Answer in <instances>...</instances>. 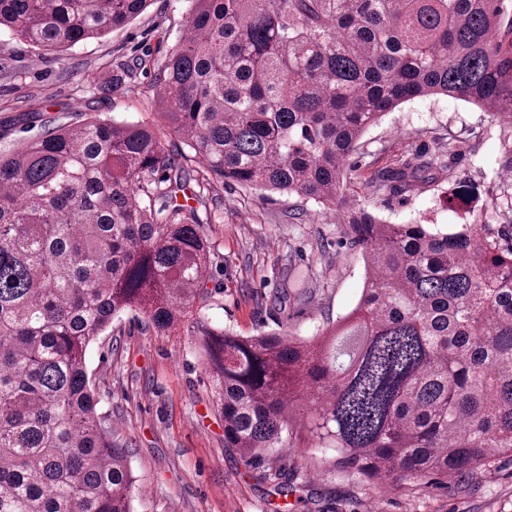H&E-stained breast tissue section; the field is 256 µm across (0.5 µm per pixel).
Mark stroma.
Returning a JSON list of instances; mask_svg holds the SVG:
<instances>
[{
	"label": "stroma",
	"instance_id": "35a3bbf8",
	"mask_svg": "<svg viewBox=\"0 0 512 512\" xmlns=\"http://www.w3.org/2000/svg\"><path fill=\"white\" fill-rule=\"evenodd\" d=\"M187 0H152L123 28L37 59L0 31V149L18 146L43 124L83 122L99 112L155 127L176 157L190 149L158 114L155 77L178 43ZM512 129L464 101L435 95L403 103L371 126L352 157L350 201L391 224H511L503 210L512 180L503 177L502 144ZM463 140L466 153L448 144ZM438 156L435 179L410 193L375 176L398 161ZM464 186L467 195L453 197ZM212 246L200 314L242 336L283 331L319 334L358 303L365 283L360 249L314 201L213 181L186 190ZM87 367L112 436L129 450L138 512H512V457L477 474L437 484L365 480L335 465L336 453L283 433L269 462L245 464L224 445V420L212 373L189 332L163 336L126 311L89 347ZM294 490L276 494L268 465Z\"/></svg>",
	"mask_w": 512,
	"mask_h": 512
}]
</instances>
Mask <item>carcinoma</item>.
I'll return each instance as SVG.
<instances>
[{"label": "carcinoma", "mask_w": 512, "mask_h": 512, "mask_svg": "<svg viewBox=\"0 0 512 512\" xmlns=\"http://www.w3.org/2000/svg\"><path fill=\"white\" fill-rule=\"evenodd\" d=\"M150 0H0L38 56L122 28ZM160 112L207 173L340 214L362 251L356 306L310 339L193 316L211 251L150 128L93 115L0 153V512H136L127 449L86 353L135 311L192 323L224 447L247 464L297 427L381 483L512 457V244L490 224H387L346 206L348 158L383 115L444 95L512 125L504 0H189ZM422 159L388 177L412 191Z\"/></svg>", "instance_id": "1"}]
</instances>
